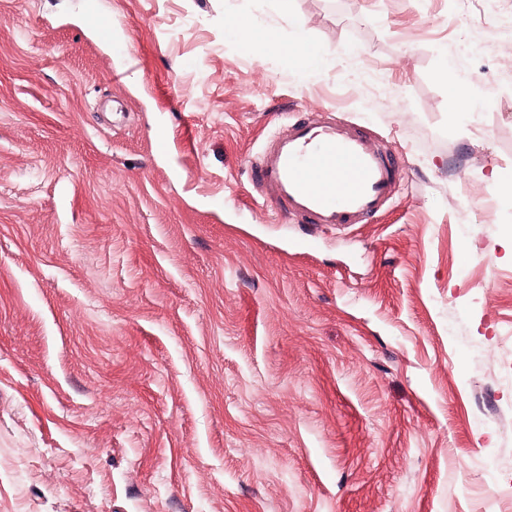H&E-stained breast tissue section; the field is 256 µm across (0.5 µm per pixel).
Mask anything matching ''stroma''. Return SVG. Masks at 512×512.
Wrapping results in <instances>:
<instances>
[{"instance_id": "1", "label": "stroma", "mask_w": 512, "mask_h": 512, "mask_svg": "<svg viewBox=\"0 0 512 512\" xmlns=\"http://www.w3.org/2000/svg\"><path fill=\"white\" fill-rule=\"evenodd\" d=\"M511 50L512 0H0V512H483ZM325 113L403 167L343 231L249 167Z\"/></svg>"}]
</instances>
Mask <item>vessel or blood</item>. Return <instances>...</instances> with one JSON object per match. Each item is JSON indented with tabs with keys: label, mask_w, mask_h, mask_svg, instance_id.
Wrapping results in <instances>:
<instances>
[{
	"label": "vessel or blood",
	"mask_w": 512,
	"mask_h": 512,
	"mask_svg": "<svg viewBox=\"0 0 512 512\" xmlns=\"http://www.w3.org/2000/svg\"><path fill=\"white\" fill-rule=\"evenodd\" d=\"M252 171L269 199L287 202L289 211L310 223L333 227L369 223L387 209L401 176L396 158L341 119L292 125Z\"/></svg>",
	"instance_id": "vessel-or-blood-1"
}]
</instances>
